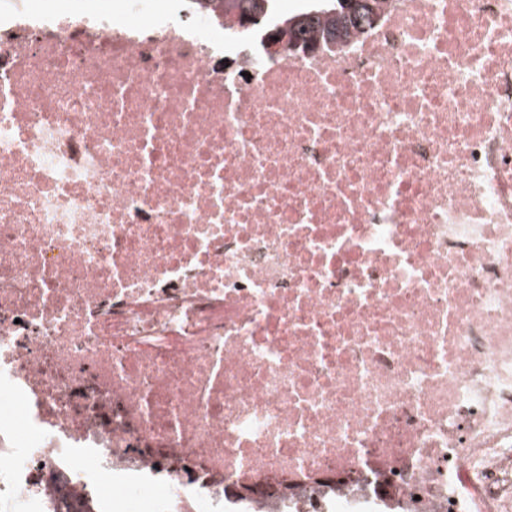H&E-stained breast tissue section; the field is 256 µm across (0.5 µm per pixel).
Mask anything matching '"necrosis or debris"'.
<instances>
[{
  "instance_id": "1",
  "label": "necrosis or debris",
  "mask_w": 512,
  "mask_h": 512,
  "mask_svg": "<svg viewBox=\"0 0 512 512\" xmlns=\"http://www.w3.org/2000/svg\"><path fill=\"white\" fill-rule=\"evenodd\" d=\"M261 39L0 24V512H512V0Z\"/></svg>"
}]
</instances>
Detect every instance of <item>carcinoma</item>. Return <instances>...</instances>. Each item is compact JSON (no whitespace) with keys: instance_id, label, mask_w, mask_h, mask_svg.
Listing matches in <instances>:
<instances>
[{"instance_id":"1","label":"carcinoma","mask_w":512,"mask_h":512,"mask_svg":"<svg viewBox=\"0 0 512 512\" xmlns=\"http://www.w3.org/2000/svg\"><path fill=\"white\" fill-rule=\"evenodd\" d=\"M191 9L208 8L210 12L221 11L228 14L237 11L238 20H250V25L242 27L245 33L271 26V31L279 32L285 22L296 21L290 32V39L298 46V51L309 49L314 43V34L322 33V39L337 40L349 27H362L375 23L383 0H309L301 11L280 16L276 12V0H182Z\"/></svg>"}]
</instances>
